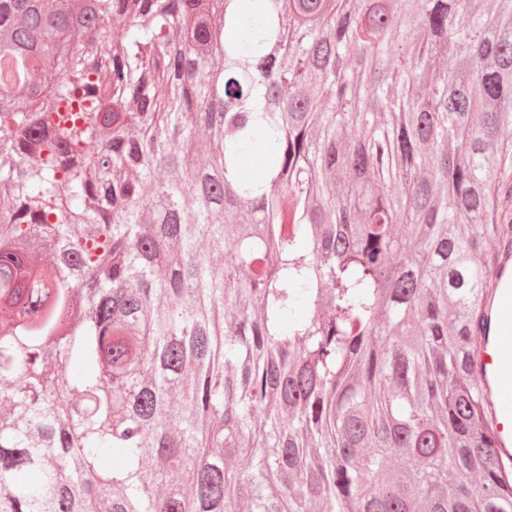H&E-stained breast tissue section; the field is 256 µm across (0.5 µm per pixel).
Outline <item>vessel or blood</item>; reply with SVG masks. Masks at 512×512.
I'll return each mask as SVG.
<instances>
[{
    "label": "vessel or blood",
    "mask_w": 512,
    "mask_h": 512,
    "mask_svg": "<svg viewBox=\"0 0 512 512\" xmlns=\"http://www.w3.org/2000/svg\"><path fill=\"white\" fill-rule=\"evenodd\" d=\"M498 297V333L492 340L478 341L475 353L479 373L499 382L496 391L488 395L486 405L497 435L511 448L512 386L504 385L503 380L512 376V288L502 289Z\"/></svg>",
    "instance_id": "b4317fda"
}]
</instances>
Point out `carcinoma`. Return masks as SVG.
<instances>
[{
  "mask_svg": "<svg viewBox=\"0 0 512 512\" xmlns=\"http://www.w3.org/2000/svg\"><path fill=\"white\" fill-rule=\"evenodd\" d=\"M30 2L0 0L46 70L0 98V512H512L474 360L512 0H98L92 35Z\"/></svg>",
  "mask_w": 512,
  "mask_h": 512,
  "instance_id": "obj_1",
  "label": "carcinoma"
}]
</instances>
